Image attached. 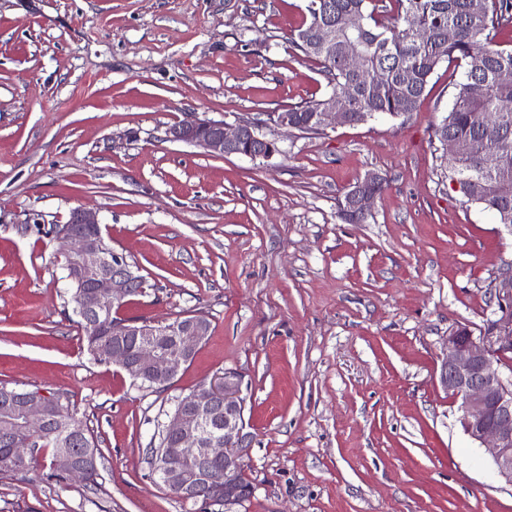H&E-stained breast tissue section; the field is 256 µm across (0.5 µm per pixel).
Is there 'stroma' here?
I'll return each mask as SVG.
<instances>
[{"instance_id": "1", "label": "stroma", "mask_w": 512, "mask_h": 512, "mask_svg": "<svg viewBox=\"0 0 512 512\" xmlns=\"http://www.w3.org/2000/svg\"><path fill=\"white\" fill-rule=\"evenodd\" d=\"M306 0H0V383L67 397L104 456L98 488L0 474V512H512V486L439 383L445 340L492 318L512 227L464 203L417 112L319 134L267 124L266 159L167 129L321 97L288 35ZM388 186L367 220L344 194ZM83 206L145 284L124 318L211 326L165 391L89 358L51 225ZM243 376L251 497L178 498L146 462L176 396Z\"/></svg>"}]
</instances>
